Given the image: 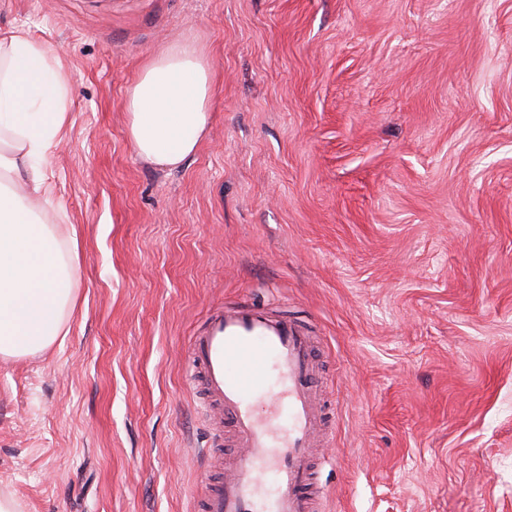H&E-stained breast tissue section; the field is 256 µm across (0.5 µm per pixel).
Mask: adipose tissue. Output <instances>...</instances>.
Listing matches in <instances>:
<instances>
[{
	"mask_svg": "<svg viewBox=\"0 0 512 512\" xmlns=\"http://www.w3.org/2000/svg\"><path fill=\"white\" fill-rule=\"evenodd\" d=\"M67 79L25 30L0 36V356L64 342L75 308L78 229L36 223L47 161L68 125ZM214 67L195 43L151 56L124 100L128 138L145 163L179 167L207 134Z\"/></svg>",
	"mask_w": 512,
	"mask_h": 512,
	"instance_id": "adipose-tissue-1",
	"label": "adipose tissue"
}]
</instances>
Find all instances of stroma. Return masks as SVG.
Returning a JSON list of instances; mask_svg holds the SVG:
<instances>
[{
    "label": "stroma",
    "mask_w": 512,
    "mask_h": 512,
    "mask_svg": "<svg viewBox=\"0 0 512 512\" xmlns=\"http://www.w3.org/2000/svg\"><path fill=\"white\" fill-rule=\"evenodd\" d=\"M20 27L68 78L40 217L81 235L64 343L0 358V495L199 512L188 340L254 300L323 339L319 512H512V0H0ZM184 40L219 92L160 169L124 98Z\"/></svg>",
    "instance_id": "obj_1"
}]
</instances>
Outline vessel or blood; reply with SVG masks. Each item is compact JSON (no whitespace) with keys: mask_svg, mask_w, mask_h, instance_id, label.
Returning a JSON list of instances; mask_svg holds the SVG:
<instances>
[{"mask_svg":"<svg viewBox=\"0 0 512 512\" xmlns=\"http://www.w3.org/2000/svg\"><path fill=\"white\" fill-rule=\"evenodd\" d=\"M314 347L308 324L263 303L216 308L191 337L189 383L235 447L223 480L206 484L201 512H318L312 448L332 440L333 426L315 390Z\"/></svg>","mask_w":512,"mask_h":512,"instance_id":"vessel-or-blood-1","label":"vessel or blood"}]
</instances>
